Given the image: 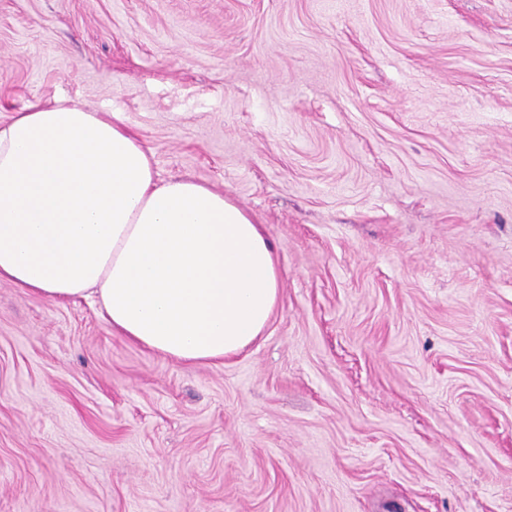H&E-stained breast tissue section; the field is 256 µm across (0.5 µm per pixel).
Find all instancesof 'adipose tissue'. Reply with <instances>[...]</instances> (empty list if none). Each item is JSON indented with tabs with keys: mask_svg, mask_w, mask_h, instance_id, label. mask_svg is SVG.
<instances>
[{
	"mask_svg": "<svg viewBox=\"0 0 512 512\" xmlns=\"http://www.w3.org/2000/svg\"><path fill=\"white\" fill-rule=\"evenodd\" d=\"M0 281L94 296L113 330L183 363H218L267 327L271 241L223 193L158 180L120 114L34 104L0 123Z\"/></svg>",
	"mask_w": 512,
	"mask_h": 512,
	"instance_id": "ef3b65f1",
	"label": "adipose tissue"
}]
</instances>
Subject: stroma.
<instances>
[{"instance_id": "1", "label": "stroma", "mask_w": 512, "mask_h": 512, "mask_svg": "<svg viewBox=\"0 0 512 512\" xmlns=\"http://www.w3.org/2000/svg\"><path fill=\"white\" fill-rule=\"evenodd\" d=\"M57 98L281 296L199 365L0 283V512H512V0H0V121Z\"/></svg>"}]
</instances>
